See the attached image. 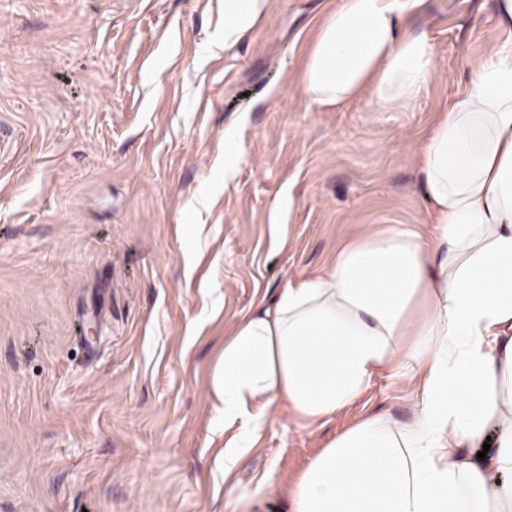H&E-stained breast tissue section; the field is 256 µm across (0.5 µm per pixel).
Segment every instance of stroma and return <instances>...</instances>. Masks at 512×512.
I'll return each mask as SVG.
<instances>
[{
    "mask_svg": "<svg viewBox=\"0 0 512 512\" xmlns=\"http://www.w3.org/2000/svg\"><path fill=\"white\" fill-rule=\"evenodd\" d=\"M338 2L267 0L228 49L224 0H0V512H287L333 438L413 420L386 374L325 422L276 407L224 495L225 334L346 241L429 231L418 149L497 39L496 0H420L419 98L319 110Z\"/></svg>",
    "mask_w": 512,
    "mask_h": 512,
    "instance_id": "35a3bbf8",
    "label": "stroma"
}]
</instances>
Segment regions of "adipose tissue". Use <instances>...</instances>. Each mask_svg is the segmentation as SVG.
<instances>
[{"label":"adipose tissue","instance_id":"ef3b65f1","mask_svg":"<svg viewBox=\"0 0 512 512\" xmlns=\"http://www.w3.org/2000/svg\"><path fill=\"white\" fill-rule=\"evenodd\" d=\"M415 3L340 0L299 74L309 105L414 102L436 69L429 38L405 25ZM265 4L224 0L225 45ZM497 20L494 49L418 153L431 235L395 226L345 243L224 340L212 385L233 431L228 473L278 404L323 420L381 373L416 382L414 420L376 414L333 439L289 488L288 512H512V0H497ZM492 424L498 446L478 458Z\"/></svg>","mask_w":512,"mask_h":512}]
</instances>
